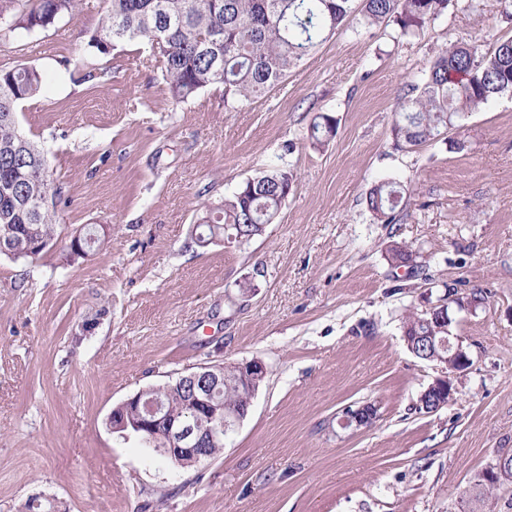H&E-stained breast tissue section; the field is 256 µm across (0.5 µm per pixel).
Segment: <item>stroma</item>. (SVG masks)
Here are the masks:
<instances>
[{"mask_svg":"<svg viewBox=\"0 0 512 512\" xmlns=\"http://www.w3.org/2000/svg\"><path fill=\"white\" fill-rule=\"evenodd\" d=\"M484 3L399 43L350 17L233 110L220 86L174 102L148 45L89 48L101 0L0 39V66L44 76L18 123L47 149L63 199L43 256L0 255V512L50 500L59 512H461L476 474L512 448V96L464 118L462 150L444 135L398 150L390 127L441 47L512 37L499 0ZM322 114L336 129L316 149ZM272 168L295 178L276 223L191 245L206 207ZM382 181L409 188L399 223L366 208ZM93 224L110 241L71 260V237ZM395 241L437 284L488 294L454 315L473 366L431 414L414 406L439 369L400 329L426 285L394 279ZM253 358L266 379L208 462L173 466L107 424L142 389ZM367 402L372 426H340Z\"/></svg>","mask_w":512,"mask_h":512,"instance_id":"obj_1","label":"stroma"}]
</instances>
